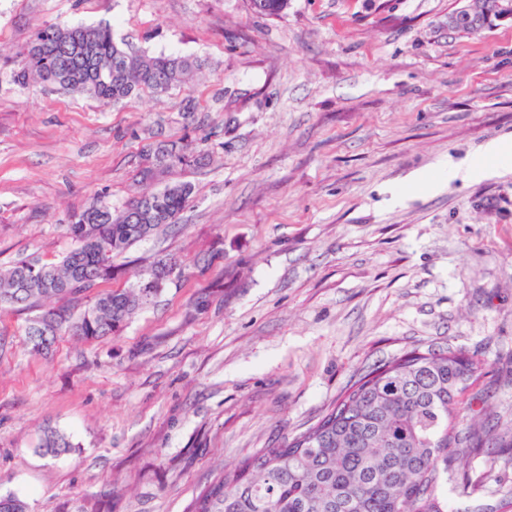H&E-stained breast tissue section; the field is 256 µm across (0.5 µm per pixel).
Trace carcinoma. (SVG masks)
Segmentation results:
<instances>
[{
	"label": "carcinoma",
	"mask_w": 512,
	"mask_h": 512,
	"mask_svg": "<svg viewBox=\"0 0 512 512\" xmlns=\"http://www.w3.org/2000/svg\"><path fill=\"white\" fill-rule=\"evenodd\" d=\"M466 28L488 26L497 0H480ZM254 14L280 17L289 0H249ZM199 58L150 56L123 48L108 25L39 28L13 71L21 85L37 84L86 96L103 106L147 89L166 93L202 67ZM208 154L185 136L150 145L137 169L146 191L122 209L98 196L66 225L72 248L57 261L28 257L0 267V311L32 309L55 300L25 328L30 352L44 355L57 336L85 340L119 334L131 316L163 289L172 265L157 260L129 288L100 289L115 260L163 225L179 223L194 192L188 181L164 180L206 165ZM486 362L451 346L412 348L359 374L321 418L283 445L257 449L207 482L185 512H453L448 480L455 462L478 448H512V426L474 428L488 402L474 410L467 392ZM71 447L49 430V455ZM0 512H28L15 495L0 496Z\"/></svg>",
	"instance_id": "obj_1"
}]
</instances>
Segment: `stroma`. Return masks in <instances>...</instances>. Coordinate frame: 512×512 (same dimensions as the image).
Returning a JSON list of instances; mask_svg holds the SVG:
<instances>
[{"mask_svg":"<svg viewBox=\"0 0 512 512\" xmlns=\"http://www.w3.org/2000/svg\"><path fill=\"white\" fill-rule=\"evenodd\" d=\"M459 0H0V266L71 246L97 195L141 192L139 155L191 135L179 224L119 258L174 271L117 336L61 334L32 355L29 310L0 312V495L28 512H184L223 467L314 423L363 370L452 346L486 361L476 391L512 420V18L450 31ZM108 23L150 55L205 59L181 88L103 107L13 79L46 24ZM194 112H186V102ZM446 163L445 186H413ZM71 446L50 456L46 430ZM479 481L459 496L463 481ZM512 491V452L458 462L460 512ZM512 154V142L492 141L485 147L482 155L475 164H469L466 169L467 176L471 178L482 177L491 173L494 168L490 162L507 159Z\"/></svg>","mask_w":512,"mask_h":512,"instance_id":"stroma-1","label":"stroma"}]
</instances>
